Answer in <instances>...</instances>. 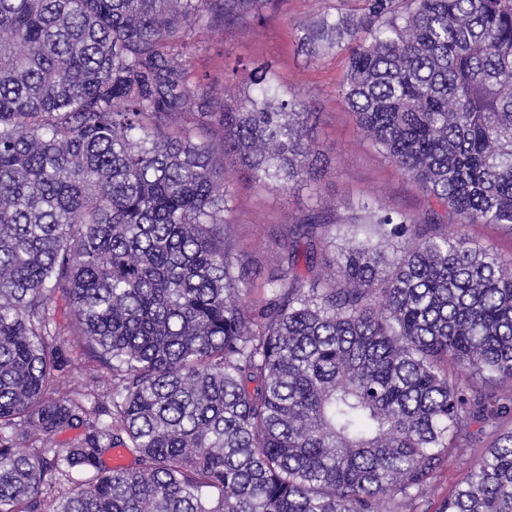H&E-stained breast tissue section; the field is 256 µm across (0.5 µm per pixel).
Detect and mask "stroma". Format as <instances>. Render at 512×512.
<instances>
[{"instance_id": "obj_1", "label": "stroma", "mask_w": 512, "mask_h": 512, "mask_svg": "<svg viewBox=\"0 0 512 512\" xmlns=\"http://www.w3.org/2000/svg\"><path fill=\"white\" fill-rule=\"evenodd\" d=\"M325 9L323 0H277L258 22L197 31L191 66L196 78L216 92H244L231 78L233 70L272 66L279 83L301 93L315 113V140L327 158L316 187L276 191L235 173L233 220L242 251L264 261L274 253V239L315 200L335 204L338 222H346L349 206L361 197L383 207L415 215L426 206L419 187L391 164L359 133L337 84L345 67L344 55L307 59L299 49L298 26ZM483 448L449 462L423 508L437 512L467 468L480 459Z\"/></svg>"}]
</instances>
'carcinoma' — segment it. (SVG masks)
Listing matches in <instances>:
<instances>
[{
    "instance_id": "cac0c4a2",
    "label": "carcinoma",
    "mask_w": 512,
    "mask_h": 512,
    "mask_svg": "<svg viewBox=\"0 0 512 512\" xmlns=\"http://www.w3.org/2000/svg\"><path fill=\"white\" fill-rule=\"evenodd\" d=\"M274 2L0 0V512H418L489 436L438 512H512V261L462 232L512 230V0L300 27L427 205L346 227L318 201L261 269L224 156L315 184L313 113L265 66L220 97L183 57ZM490 441L491 438H486L480 447L469 448L463 458L450 461L448 467L440 474L435 484L434 492L429 496L421 509H424L426 512H437L440 502L454 489L467 468L479 460L487 451Z\"/></svg>"
}]
</instances>
